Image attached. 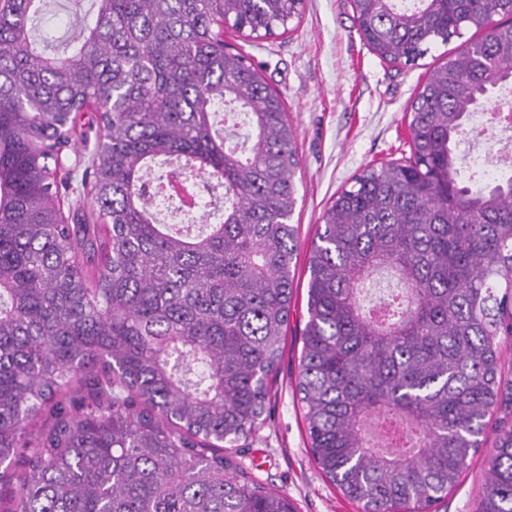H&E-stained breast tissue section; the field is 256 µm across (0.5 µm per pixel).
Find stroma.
<instances>
[{"mask_svg":"<svg viewBox=\"0 0 512 512\" xmlns=\"http://www.w3.org/2000/svg\"><path fill=\"white\" fill-rule=\"evenodd\" d=\"M232 52L259 66L282 96L300 160L297 205L299 250L283 358L266 403L264 425L241 440L236 463L265 487L285 493L296 512H358L313 462L295 390L300 333L307 320V263L324 209L350 179L369 166L400 158L409 148L407 107L431 72L460 46L433 48L418 64L381 62L353 25L350 0H307L287 32L244 39L225 31ZM493 443L475 456L459 486L435 512H475L488 476Z\"/></svg>","mask_w":512,"mask_h":512,"instance_id":"35a3bbf8","label":"stroma"}]
</instances>
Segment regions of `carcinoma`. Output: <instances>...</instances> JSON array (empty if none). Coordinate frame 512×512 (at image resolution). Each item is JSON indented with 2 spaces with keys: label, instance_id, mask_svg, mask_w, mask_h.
Wrapping results in <instances>:
<instances>
[{
  "label": "carcinoma",
  "instance_id": "1",
  "mask_svg": "<svg viewBox=\"0 0 512 512\" xmlns=\"http://www.w3.org/2000/svg\"><path fill=\"white\" fill-rule=\"evenodd\" d=\"M71 50L41 0H0V501L4 512H295L233 461L265 422L294 293L299 158L281 95L224 29L269 37L305 0H69ZM390 64L468 40L419 87L409 155L367 167L323 213L296 392L318 467L361 512H431L479 452L512 337V178L460 179L457 139L512 80V0H352ZM81 186L56 162L80 114ZM245 115L239 142L226 118ZM224 189L217 224H162L186 170ZM403 288L369 309L359 286ZM475 512H512V425Z\"/></svg>",
  "mask_w": 512,
  "mask_h": 512
}]
</instances>
